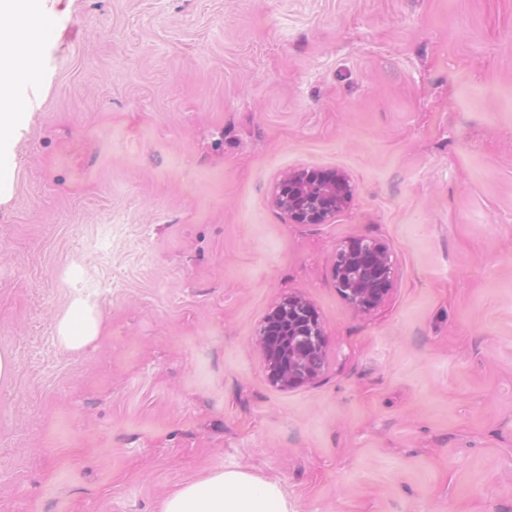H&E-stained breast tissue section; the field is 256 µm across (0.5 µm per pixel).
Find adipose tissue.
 Returning <instances> with one entry per match:
<instances>
[{
    "label": "adipose tissue",
    "mask_w": 512,
    "mask_h": 512,
    "mask_svg": "<svg viewBox=\"0 0 512 512\" xmlns=\"http://www.w3.org/2000/svg\"><path fill=\"white\" fill-rule=\"evenodd\" d=\"M52 20L41 0H0V42L13 44L19 58L0 57V196L11 179L13 146L29 112L17 87L38 83L41 72L32 31L49 32ZM104 330L95 293L74 288L68 309L58 319L61 346L79 352L96 342ZM160 512H293L278 482L240 469H229L188 482L168 495Z\"/></svg>",
    "instance_id": "ef3b65f1"
}]
</instances>
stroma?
Masks as SVG:
<instances>
[{
    "label": "stroma",
    "mask_w": 512,
    "mask_h": 512,
    "mask_svg": "<svg viewBox=\"0 0 512 512\" xmlns=\"http://www.w3.org/2000/svg\"><path fill=\"white\" fill-rule=\"evenodd\" d=\"M0 202V512H159L240 469L295 512H512V0H44ZM291 168L354 191L325 224ZM395 277L370 313L334 251ZM102 337L65 351L70 273ZM315 309L324 369L256 338ZM352 195L344 172L315 173L303 168L288 169L275 188L272 203L295 224H325L341 210ZM333 272L343 298L355 312L367 314L386 297L394 277V262L379 242L353 239L336 247ZM325 341L311 305L299 296L285 298L270 312L258 338L269 380L287 389L315 381L322 371Z\"/></svg>",
    "instance_id": "stroma-1"
}]
</instances>
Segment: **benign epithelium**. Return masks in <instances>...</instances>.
<instances>
[{"label": "benign epithelium", "instance_id": "obj_1", "mask_svg": "<svg viewBox=\"0 0 512 512\" xmlns=\"http://www.w3.org/2000/svg\"><path fill=\"white\" fill-rule=\"evenodd\" d=\"M352 195L341 171L315 173L287 170L275 188L272 203L295 224H326ZM333 272L336 286L352 309L367 314L386 297L394 277L387 248L371 239H353L336 247ZM259 349L268 363V378L281 388L315 381L321 371L325 333L311 305L299 296L280 302L259 334Z\"/></svg>", "mask_w": 512, "mask_h": 512}]
</instances>
